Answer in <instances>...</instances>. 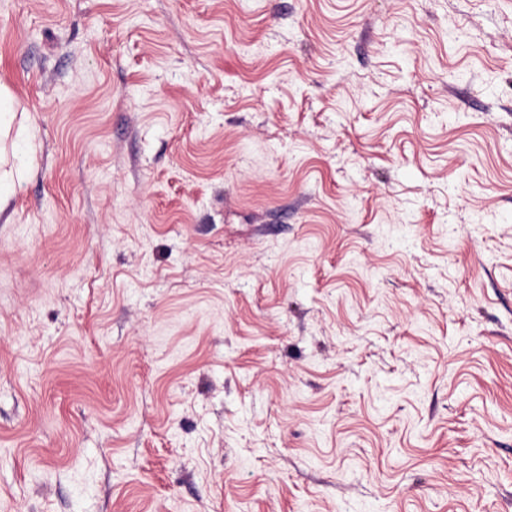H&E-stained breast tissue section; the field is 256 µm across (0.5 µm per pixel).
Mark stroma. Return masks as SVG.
Returning <instances> with one entry per match:
<instances>
[{
    "label": "stroma",
    "instance_id": "stroma-1",
    "mask_svg": "<svg viewBox=\"0 0 512 512\" xmlns=\"http://www.w3.org/2000/svg\"><path fill=\"white\" fill-rule=\"evenodd\" d=\"M0 512H512V0H0ZM11 94L7 87L0 85V165L2 163V152L4 154V146L2 141L8 136L10 125L15 118V112L11 107Z\"/></svg>",
    "mask_w": 512,
    "mask_h": 512
}]
</instances>
